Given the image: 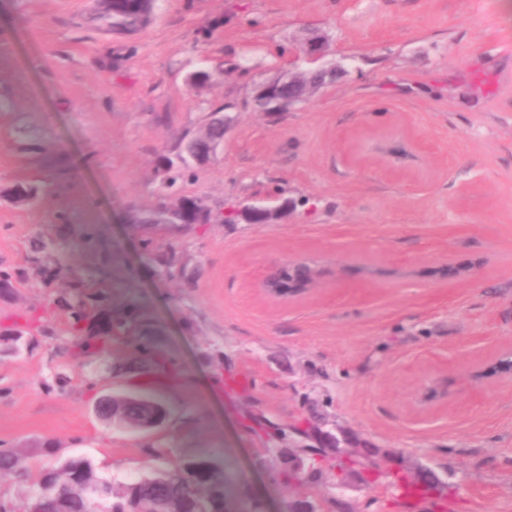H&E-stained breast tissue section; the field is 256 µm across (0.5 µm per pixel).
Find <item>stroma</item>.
<instances>
[{"mask_svg": "<svg viewBox=\"0 0 512 512\" xmlns=\"http://www.w3.org/2000/svg\"><path fill=\"white\" fill-rule=\"evenodd\" d=\"M100 10L0 0V448L25 468L0 473V503L74 456L115 485L138 480L167 468L148 454L162 446L218 462L232 512L247 494L284 512L306 493L344 512H512V377L494 369L512 347V0H155L132 33ZM313 36L345 74L256 110V85ZM199 70L211 79L191 83ZM226 109L223 143L162 190L160 156ZM58 154L62 177L46 163ZM19 184L36 199L18 201ZM279 193L292 205L275 223H225L228 207ZM181 197L210 222L126 221ZM147 236L174 250L169 270L145 257ZM296 261L315 267L306 292L265 295L260 276ZM65 267L106 273L98 313L145 308L178 378L122 344L75 356ZM109 390L154 394L167 424H101ZM312 409L432 467L446 505H404L381 480L274 481L289 463L257 424L302 447Z\"/></svg>", "mask_w": 512, "mask_h": 512, "instance_id": "35a3bbf8", "label": "stroma"}]
</instances>
